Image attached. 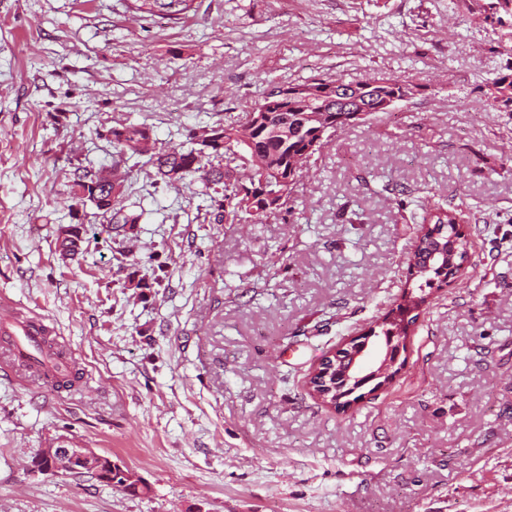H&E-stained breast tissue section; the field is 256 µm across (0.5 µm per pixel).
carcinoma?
<instances>
[{
  "mask_svg": "<svg viewBox=\"0 0 512 512\" xmlns=\"http://www.w3.org/2000/svg\"><path fill=\"white\" fill-rule=\"evenodd\" d=\"M194 0H131L130 8L142 20L176 19L192 10ZM479 15L483 20L499 27L512 28V0H478ZM400 80L384 75H372L356 83V89L349 90V85L337 79H311L304 82L288 83V128H283L279 121V111L274 107V92L280 84L273 85L252 108L253 112L265 110L271 113L266 125H259L252 134V143L244 144L237 139L238 129L235 125H224L222 143L213 147L211 157L223 158L226 154L239 155L249 160L251 171L250 182L257 184L256 191L251 195H238L228 189L229 183L224 181V168L213 165L212 161H199L194 149H171L166 152H154L151 145L150 129L143 124L124 123L110 131L112 144L121 153H131L148 157V164L155 169V176L166 184L180 183L189 177L199 176L205 189L209 190L210 207L224 210V216L232 221H240L243 216L275 218L281 213L282 205H277V193L291 194V188L282 179L288 159L310 146L315 139L317 122L312 116L319 115L327 125L340 126L350 120V111L365 110L367 116L374 115L378 105L386 98L400 90ZM490 106L498 112L512 114V73L499 74L490 81ZM105 177L97 171H84L75 175L70 185L68 199L72 202H90L102 212L106 220L103 229L112 230V224L127 226L139 223L140 216L124 211L123 180L117 172H112V186L118 188L117 197L113 202L106 201L104 195ZM413 223L419 225L416 239L417 250L424 251L423 245L428 243V234L424 228L428 224L445 226L441 239L457 235L453 226L466 222L464 213L450 210L442 205L430 208L419 206V210L411 214ZM82 242V232L70 238H58L61 256L69 257L78 253ZM466 242L458 241L453 256L440 253L430 264L431 273L449 261L464 260ZM312 389L325 402H336V411L344 412L350 405L348 399L341 397L340 388L331 390L324 387L315 376L310 381Z\"/></svg>",
  "mask_w": 512,
  "mask_h": 512,
  "instance_id": "1",
  "label": "carcinoma"
}]
</instances>
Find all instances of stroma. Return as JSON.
I'll return each instance as SVG.
<instances>
[{
  "label": "stroma",
  "mask_w": 512,
  "mask_h": 512,
  "mask_svg": "<svg viewBox=\"0 0 512 512\" xmlns=\"http://www.w3.org/2000/svg\"><path fill=\"white\" fill-rule=\"evenodd\" d=\"M510 67L512 36L471 0H196L175 22L0 0V296L80 374L50 391L0 369V512H512V115L481 107ZM374 73L420 90L338 130L261 224L215 219L201 183L111 142L128 121L185 147L273 84ZM105 168L134 229L64 200ZM400 196L464 209L471 260L427 288L396 381L340 413L306 379L413 287ZM67 442L143 492L34 468Z\"/></svg>",
  "instance_id": "1"
}]
</instances>
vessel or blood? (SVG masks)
<instances>
[{
    "instance_id": "b4317fda",
    "label": "vessel or blood",
    "mask_w": 512,
    "mask_h": 512,
    "mask_svg": "<svg viewBox=\"0 0 512 512\" xmlns=\"http://www.w3.org/2000/svg\"><path fill=\"white\" fill-rule=\"evenodd\" d=\"M51 331L44 319L12 306H0V362L22 369L30 377L52 383L57 368L39 352Z\"/></svg>"
}]
</instances>
